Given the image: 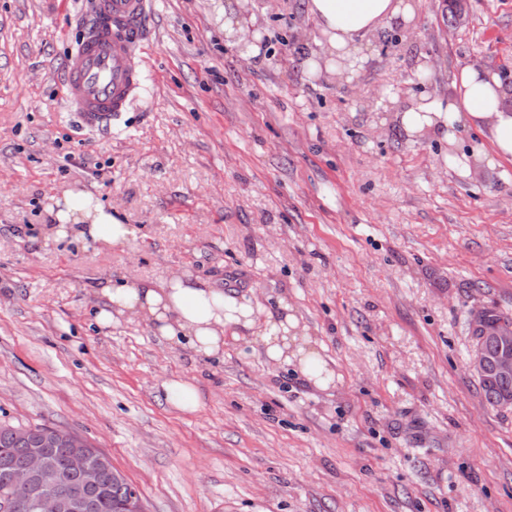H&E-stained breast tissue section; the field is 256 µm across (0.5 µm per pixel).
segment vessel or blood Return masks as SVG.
<instances>
[{
    "label": "vessel or blood",
    "instance_id": "vessel-or-blood-1",
    "mask_svg": "<svg viewBox=\"0 0 512 512\" xmlns=\"http://www.w3.org/2000/svg\"><path fill=\"white\" fill-rule=\"evenodd\" d=\"M152 0H97L63 70V100L81 130L108 134L137 99Z\"/></svg>",
    "mask_w": 512,
    "mask_h": 512
}]
</instances>
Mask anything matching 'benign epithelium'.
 Here are the masks:
<instances>
[{
	"label": "benign epithelium",
	"instance_id": "benign-epithelium-1",
	"mask_svg": "<svg viewBox=\"0 0 512 512\" xmlns=\"http://www.w3.org/2000/svg\"><path fill=\"white\" fill-rule=\"evenodd\" d=\"M474 331L478 337L470 352L473 373L512 379V327L503 331L502 347L493 357L488 355L482 344V334L486 332L482 318L476 319ZM59 446L70 449L64 462L65 471L78 475L85 490L99 486L100 470L93 461L95 450L86 438L71 431L50 430L41 435L38 447L29 450L20 463L12 466L10 482L0 489V505L4 509L8 512H29L34 504L38 512H83L88 508L82 495L65 499L40 493V490L55 487L60 482L61 472L49 463L43 452L45 448Z\"/></svg>",
	"mask_w": 512,
	"mask_h": 512
}]
</instances>
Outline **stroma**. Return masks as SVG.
I'll use <instances>...</instances> for the list:
<instances>
[{
	"mask_svg": "<svg viewBox=\"0 0 512 512\" xmlns=\"http://www.w3.org/2000/svg\"><path fill=\"white\" fill-rule=\"evenodd\" d=\"M94 0H0V424L81 434L147 512H512V408L469 368L483 309L512 318V161L448 164L482 142L393 119L488 66L512 90V0H411L368 36L354 78L310 71L304 0H248L258 56L211 0H153L141 97L111 134L78 131L61 75ZM433 80L417 84L420 65ZM79 187L135 239H48V197ZM189 271L286 299L334 373L321 390L225 336L205 362L142 323L99 329L105 277ZM192 379L174 409L158 383ZM215 9L218 19L224 15V38L231 44L242 45L241 55L244 58L254 57L259 50L257 42L261 39L260 32L250 30L248 26L237 19L230 5L221 6L220 3H217ZM248 34H251L252 40L247 39ZM165 398L184 413H196L204 406V400L198 386L181 377L164 379L159 386Z\"/></svg>",
	"mask_w": 512,
	"mask_h": 512,
	"instance_id": "1",
	"label": "stroma"
}]
</instances>
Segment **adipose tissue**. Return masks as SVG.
<instances>
[{
    "mask_svg": "<svg viewBox=\"0 0 512 512\" xmlns=\"http://www.w3.org/2000/svg\"><path fill=\"white\" fill-rule=\"evenodd\" d=\"M307 13L322 35L320 51L309 59L312 70L329 74L357 73L366 62L360 52L363 38L390 22L410 25L414 10L409 0H307ZM448 101H418L397 111L396 117L411 135L451 140L464 129H487L489 145H474L473 158L495 165L512 160V106L499 77L479 64L455 75ZM47 210L53 224L51 238L71 237L102 247H114L134 238L136 231L122 223L111 207L91 192L70 188L51 197ZM94 320L108 329L123 322H142L159 339L187 345L196 356L214 359L224 354L226 330L246 332L249 346L262 347L267 358L294 365L320 388L330 377L309 347L306 334L287 302L278 315L268 316L257 328V307L249 299L225 293L223 287L182 273L157 280L130 278L113 283L105 278L93 292Z\"/></svg>",
    "mask_w": 512,
    "mask_h": 512,
    "instance_id": "adipose-tissue-1",
    "label": "adipose tissue"
}]
</instances>
